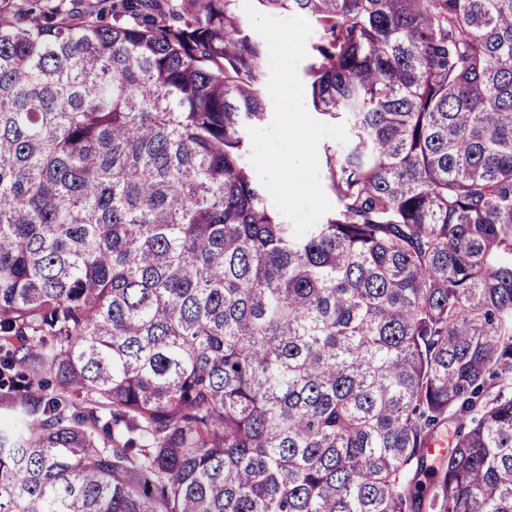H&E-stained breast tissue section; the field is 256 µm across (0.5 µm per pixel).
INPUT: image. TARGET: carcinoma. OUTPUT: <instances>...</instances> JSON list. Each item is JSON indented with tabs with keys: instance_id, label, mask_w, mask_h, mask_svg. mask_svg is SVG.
<instances>
[{
	"instance_id": "1",
	"label": "carcinoma",
	"mask_w": 512,
	"mask_h": 512,
	"mask_svg": "<svg viewBox=\"0 0 512 512\" xmlns=\"http://www.w3.org/2000/svg\"><path fill=\"white\" fill-rule=\"evenodd\" d=\"M255 2L348 135L300 238L236 0H0V512H512V0ZM307 21L311 25L312 33L308 37V39L306 41L307 56L300 63V65L298 67V76H299V78H300V80H301V82L303 84V89H304V104H305V107H306L308 113L314 119H316L318 121H321V122H324V123L334 124V123H329V122H326V121L322 120L321 117L316 112H314L312 110L311 106H310L309 93H308L309 76L307 74V70H308V67L312 63L316 62L315 55H313V51H312L311 47H312L313 44L321 42L322 29L315 22H313L311 20H307Z\"/></svg>"
}]
</instances>
